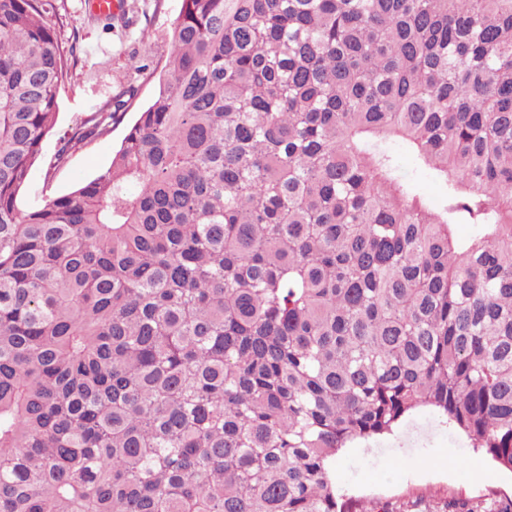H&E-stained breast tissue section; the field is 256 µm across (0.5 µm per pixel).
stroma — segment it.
I'll use <instances>...</instances> for the list:
<instances>
[{
	"mask_svg": "<svg viewBox=\"0 0 512 512\" xmlns=\"http://www.w3.org/2000/svg\"><path fill=\"white\" fill-rule=\"evenodd\" d=\"M126 15L104 22L90 16L85 0H52L47 15L62 42L78 36L83 47L76 76L59 95L56 133L43 143L42 159L20 196L21 208L44 204L102 173L111 163L129 125L151 98L169 51V32L181 0H127ZM138 93L122 123L72 154L55 172L47 162L64 133L118 94L130 75ZM341 492L374 500L419 497L430 505L444 500L472 503L512 499V472L499 469L466 437L444 424L433 409L407 415L394 433L353 443L336 459Z\"/></svg>",
	"mask_w": 512,
	"mask_h": 512,
	"instance_id": "obj_1",
	"label": "stroma"
}]
</instances>
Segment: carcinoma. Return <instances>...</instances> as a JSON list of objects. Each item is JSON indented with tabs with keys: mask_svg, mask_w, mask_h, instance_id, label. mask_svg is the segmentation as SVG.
I'll list each match as a JSON object with an SVG mask.
<instances>
[{
	"mask_svg": "<svg viewBox=\"0 0 512 512\" xmlns=\"http://www.w3.org/2000/svg\"><path fill=\"white\" fill-rule=\"evenodd\" d=\"M50 6L0 0V512H417L332 471L420 406L512 472V0H181L110 166L23 210ZM398 165L404 175L414 178L422 184L425 193L433 204L439 202L445 191V187L441 183L433 180L426 172L420 171L414 158L410 154L400 150L398 152Z\"/></svg>",
	"mask_w": 512,
	"mask_h": 512,
	"instance_id": "carcinoma-1",
	"label": "carcinoma"
}]
</instances>
